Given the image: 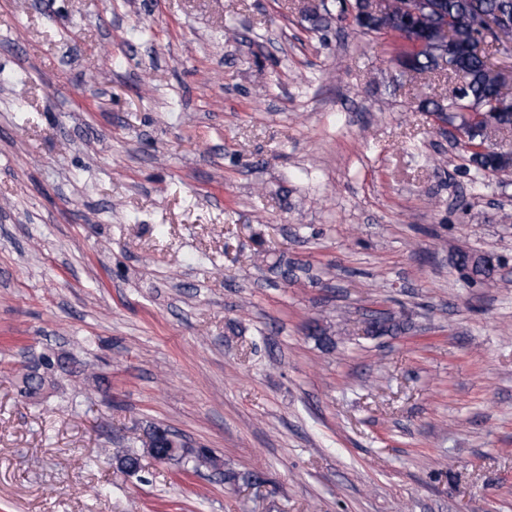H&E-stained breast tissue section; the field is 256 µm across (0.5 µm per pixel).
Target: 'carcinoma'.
Masks as SVG:
<instances>
[{"instance_id": "1", "label": "carcinoma", "mask_w": 512, "mask_h": 512, "mask_svg": "<svg viewBox=\"0 0 512 512\" xmlns=\"http://www.w3.org/2000/svg\"><path fill=\"white\" fill-rule=\"evenodd\" d=\"M443 16L454 29V39L448 44L434 45L419 56L415 70L432 73L436 69V58H448V70L461 77L460 95L448 101V112H462L468 107L488 110L493 103L500 104L498 120L506 130H512V85L502 83L488 68L485 55L471 52L467 45L480 34L476 27L477 19L492 15L506 20L501 32L494 35L491 42L504 45L512 41V0H438ZM469 161L478 171L496 169L503 165V154L497 152L470 153ZM461 269L473 280L489 283L494 279V266L485 258H476L471 265L463 264ZM158 453L164 462L174 461L184 471H196L207 464L216 463L212 452L193 454L181 449H171L166 438L158 441ZM121 468L129 475L141 471V457L128 450L119 457Z\"/></svg>"}]
</instances>
